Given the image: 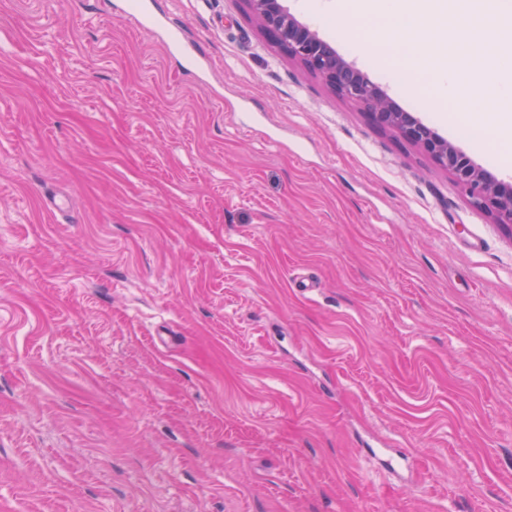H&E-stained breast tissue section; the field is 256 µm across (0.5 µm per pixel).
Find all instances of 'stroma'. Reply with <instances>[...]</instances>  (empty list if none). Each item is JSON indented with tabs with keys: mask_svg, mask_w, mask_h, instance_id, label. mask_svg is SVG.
<instances>
[{
	"mask_svg": "<svg viewBox=\"0 0 512 512\" xmlns=\"http://www.w3.org/2000/svg\"><path fill=\"white\" fill-rule=\"evenodd\" d=\"M152 2L0 0V512H512V235L247 0ZM287 6L512 181L493 93Z\"/></svg>",
	"mask_w": 512,
	"mask_h": 512,
	"instance_id": "35a3bbf8",
	"label": "stroma"
}]
</instances>
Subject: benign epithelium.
<instances>
[{"instance_id": "1", "label": "benign epithelium", "mask_w": 512, "mask_h": 512, "mask_svg": "<svg viewBox=\"0 0 512 512\" xmlns=\"http://www.w3.org/2000/svg\"><path fill=\"white\" fill-rule=\"evenodd\" d=\"M270 43L300 61L341 95L368 112L381 128L397 131L421 146L466 191L471 203L512 232V183L491 179L446 139L415 116L396 107L358 68L339 56L308 24L293 15L284 0H249Z\"/></svg>"}]
</instances>
